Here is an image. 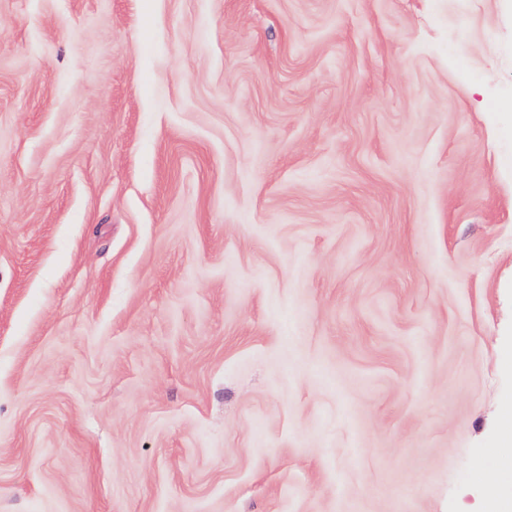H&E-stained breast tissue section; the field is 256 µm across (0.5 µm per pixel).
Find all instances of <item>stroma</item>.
I'll return each instance as SVG.
<instances>
[{
  "instance_id": "35a3bbf8",
  "label": "stroma",
  "mask_w": 512,
  "mask_h": 512,
  "mask_svg": "<svg viewBox=\"0 0 512 512\" xmlns=\"http://www.w3.org/2000/svg\"><path fill=\"white\" fill-rule=\"evenodd\" d=\"M511 99L512 0H0V512H482Z\"/></svg>"
}]
</instances>
